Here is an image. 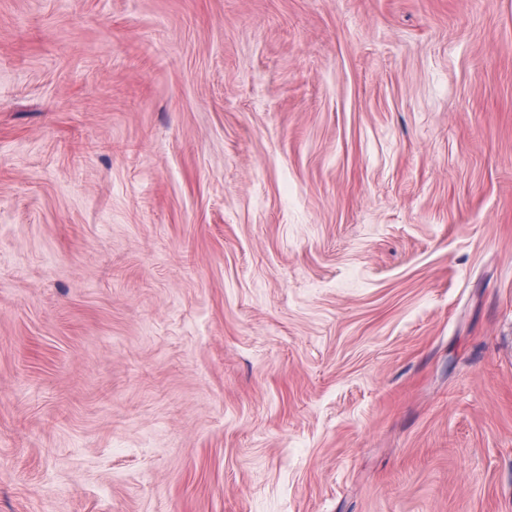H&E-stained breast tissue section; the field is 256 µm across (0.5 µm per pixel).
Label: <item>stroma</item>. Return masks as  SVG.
<instances>
[{
    "instance_id": "1",
    "label": "stroma",
    "mask_w": 512,
    "mask_h": 512,
    "mask_svg": "<svg viewBox=\"0 0 512 512\" xmlns=\"http://www.w3.org/2000/svg\"><path fill=\"white\" fill-rule=\"evenodd\" d=\"M0 512H512V0H0Z\"/></svg>"
}]
</instances>
